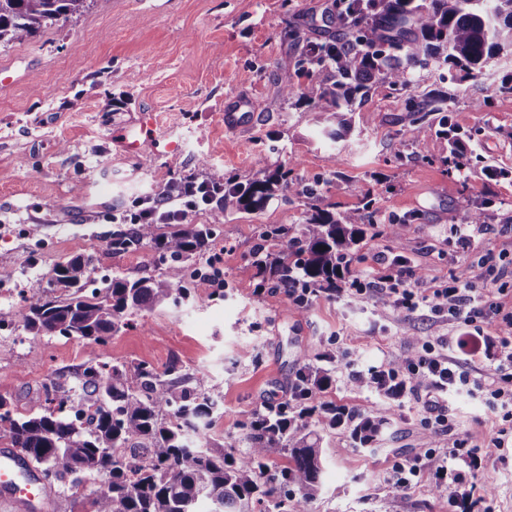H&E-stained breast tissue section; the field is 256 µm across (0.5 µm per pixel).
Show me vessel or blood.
Wrapping results in <instances>:
<instances>
[{
  "label": "vessel or blood",
  "mask_w": 512,
  "mask_h": 512,
  "mask_svg": "<svg viewBox=\"0 0 512 512\" xmlns=\"http://www.w3.org/2000/svg\"><path fill=\"white\" fill-rule=\"evenodd\" d=\"M53 490L35 466L21 453L0 451V500L13 512H42Z\"/></svg>",
  "instance_id": "vessel-or-blood-1"
}]
</instances>
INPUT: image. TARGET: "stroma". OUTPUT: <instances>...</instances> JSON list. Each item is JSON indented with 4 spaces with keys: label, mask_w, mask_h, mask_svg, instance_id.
<instances>
[{
    "label": "stroma",
    "mask_w": 512,
    "mask_h": 512,
    "mask_svg": "<svg viewBox=\"0 0 512 512\" xmlns=\"http://www.w3.org/2000/svg\"><path fill=\"white\" fill-rule=\"evenodd\" d=\"M332 0H91L87 11L22 42L0 44V69L12 77L0 89V396L14 416L39 410L48 384L74 386L97 353L114 362L147 361L175 369L207 388L223 384L224 414L209 430L223 443L234 433L247 448L251 414L291 396L297 369L332 355L326 401L387 417L373 447H359L349 426L311 428L321 438L322 487L310 512H463L470 496L489 494L496 512H512V420L486 393L466 389L398 394L370 385L368 376L418 344L453 342L461 326L428 308L405 312L393 300L342 295L314 298L301 316L285 313L282 291L258 289L249 254L262 224H301L318 209L348 211L373 203L380 225L403 224L397 242L367 236L351 263L375 276L378 252L410 261L409 283L423 292L451 280L469 284L512 310V279H480L478 262L493 254L512 265V60L491 63L478 78L442 81L415 69L409 91L375 83L355 101L351 129L337 142L321 131L324 115L298 97H285L282 71L299 84L334 83L331 70L304 72L308 43L344 35ZM433 93L444 112L427 113L433 132L416 141L405 110L407 95ZM242 107L248 132L225 128L224 113ZM449 120L472 162L448 170ZM223 168L235 182L258 169L289 172L312 187L303 197L281 191L254 212L216 225L211 253L188 260V298L132 316L105 349L78 339L35 336L26 327L31 294L54 299L53 268L77 255L92 257L93 279L160 275L166 264L151 247L111 252L127 225L112 221L129 201L156 195L169 181ZM470 199L485 221L462 225ZM468 235L459 248V235ZM223 297H215L216 288ZM449 430L432 426L434 409ZM501 446L478 466L457 460L448 476L426 473L411 489L392 481L395 464L426 443L446 445L449 434ZM96 477L82 475L79 492L54 485L45 512H91Z\"/></svg>",
    "instance_id": "1"
}]
</instances>
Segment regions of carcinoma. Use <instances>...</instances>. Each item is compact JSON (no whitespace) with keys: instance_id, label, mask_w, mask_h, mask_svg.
<instances>
[{"instance_id":"cac0c4a2","label":"carcinoma","mask_w":512,"mask_h":512,"mask_svg":"<svg viewBox=\"0 0 512 512\" xmlns=\"http://www.w3.org/2000/svg\"><path fill=\"white\" fill-rule=\"evenodd\" d=\"M85 0H0V42H22L58 21L84 13ZM344 36V50L332 46L306 55L309 70L331 69V87L311 80L300 86L285 71L280 89L327 114L336 124L323 129L329 140L349 128L343 109L378 81L402 89L411 69L430 63L447 68L451 78H477L495 59L512 55V0H359ZM441 99L409 98L408 112L442 110ZM463 140L452 137L446 163L461 171L468 165ZM208 178L224 184V200L213 220L239 211H255L284 188L297 197L311 189L287 172L263 173L242 186L228 182L224 169L212 167ZM375 226L369 202L336 213L321 209L304 223L264 224L250 254L261 278L259 288H278L295 297L289 313L304 314L312 298L336 297L367 228ZM209 224H176L158 233L156 224H136L112 240L110 250L146 244L169 261L158 276H114L94 286L91 259L76 256L57 267L53 300L29 298L27 328L35 336H62L107 345L129 325V317L151 311L186 293L184 261L212 249ZM80 395L58 399L54 408L15 417L0 412V433L41 467L43 479L64 482L70 474L106 473L108 484L96 491L94 512H308L321 487L320 437L310 430L313 416L334 427L345 421L362 446L374 443L386 419L338 408L320 399L331 383L329 370L311 364L297 372L291 398L257 411L246 423L249 448L235 452L231 433L224 444L193 442L192 433L210 427L221 403L223 386L207 390L188 385L189 378H163L147 362L93 360L82 371ZM280 452L286 462L271 467Z\"/></svg>"}]
</instances>
